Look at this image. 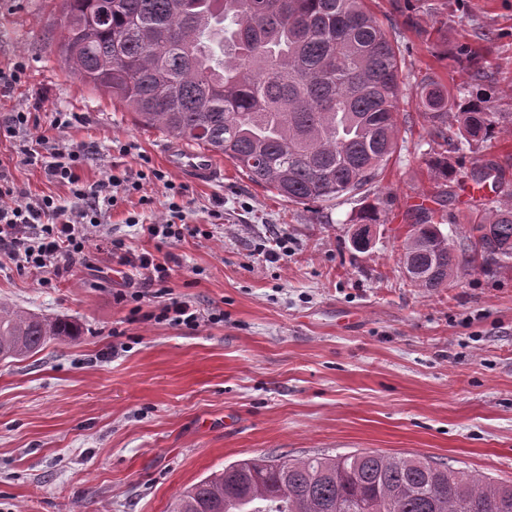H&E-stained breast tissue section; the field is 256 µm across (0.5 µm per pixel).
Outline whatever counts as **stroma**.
Instances as JSON below:
<instances>
[{
  "mask_svg": "<svg viewBox=\"0 0 512 512\" xmlns=\"http://www.w3.org/2000/svg\"><path fill=\"white\" fill-rule=\"evenodd\" d=\"M389 20L404 75L448 84L479 74L489 108L512 113V0H370ZM65 0H0V130L13 112L75 118L59 141L91 158L81 186L104 169L163 172L103 211L101 232L133 253L167 261L165 292L143 318L116 303L134 269L102 257L41 286L36 273L0 268V302L80 328L35 355L0 362V512H171L177 496L231 462L261 454L301 458L381 451L422 455L512 482V269L475 260L447 287H409L401 244L417 208L430 206L429 125L407 108L398 147L367 190L301 205L252 183L231 161L224 180L184 183L166 170L162 132L63 68L57 23ZM474 51L456 56L457 44ZM37 132L0 133V163L21 188L70 209V185L48 182L22 148ZM492 161L512 190V133L454 155L463 169ZM185 186L186 221L200 235L157 246L142 233L166 214L167 182ZM470 183H448V242L464 241ZM376 207L368 252L351 245ZM276 259H269V249ZM223 322L197 329L156 322L171 298Z\"/></svg>",
  "mask_w": 512,
  "mask_h": 512,
  "instance_id": "35a3bbf8",
  "label": "stroma"
}]
</instances>
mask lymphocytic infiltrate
Returning a JSON list of instances; mask_svg holds the SVG:
<instances>
[{"label": "lymphocytic infiltrate", "instance_id": "obj_1", "mask_svg": "<svg viewBox=\"0 0 512 512\" xmlns=\"http://www.w3.org/2000/svg\"><path fill=\"white\" fill-rule=\"evenodd\" d=\"M152 176L149 170L139 171L134 177L104 172L94 186L81 190L84 206L72 212L56 205L51 196L28 194L0 165V256L7 257L17 269L43 274L49 268L58 277L76 264L88 269L95 267L99 257L89 251L88 245L102 207L115 206L119 192L139 189L142 182ZM172 195L168 204L169 218L142 227L144 235L162 244L180 242L196 232L195 227L182 221V189H173ZM107 253L120 265L140 271L142 275L139 290L118 294L117 302H141L146 289L164 286L170 277L167 263L156 261L149 253H129L123 242L109 241Z\"/></svg>", "mask_w": 512, "mask_h": 512}]
</instances>
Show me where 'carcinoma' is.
<instances>
[{
	"mask_svg": "<svg viewBox=\"0 0 512 512\" xmlns=\"http://www.w3.org/2000/svg\"><path fill=\"white\" fill-rule=\"evenodd\" d=\"M66 0L59 55L82 82L118 99L141 125L231 161L290 202L320 203L371 184L397 148L398 113L415 104L430 125L436 182L458 171L448 153L495 137L492 93L451 91L428 73L408 93L401 52L365 0ZM492 181L475 205L466 245H448L444 215L422 208L402 245L410 284L434 291L480 256L512 268V193L492 164L465 174ZM370 212L351 242L363 251ZM78 326L0 302V360ZM512 512V483L429 457L376 451L232 462L190 486L172 512Z\"/></svg>",
	"mask_w": 512,
	"mask_h": 512,
	"instance_id": "carcinoma-1",
	"label": "carcinoma"
}]
</instances>
